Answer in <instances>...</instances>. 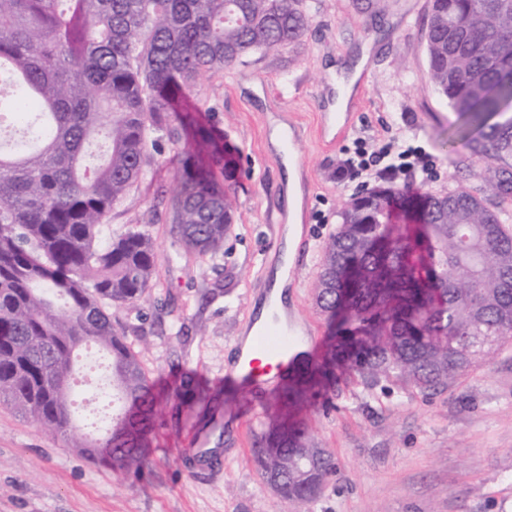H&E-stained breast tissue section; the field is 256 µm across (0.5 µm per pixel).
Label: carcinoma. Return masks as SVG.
I'll use <instances>...</instances> for the list:
<instances>
[{
    "label": "carcinoma",
    "mask_w": 512,
    "mask_h": 512,
    "mask_svg": "<svg viewBox=\"0 0 512 512\" xmlns=\"http://www.w3.org/2000/svg\"><path fill=\"white\" fill-rule=\"evenodd\" d=\"M305 0H0V401L73 433L72 357L92 343L111 357L112 417L81 453L138 474L164 392L118 333L106 304L137 308L159 255L148 233L112 231L109 214L152 174L163 140L192 123L181 103L199 81L258 50L303 38ZM430 81L473 153L497 160L489 207L466 190L377 186L342 212L315 285L327 322L322 352L299 360L253 436L260 477L308 512L336 463L303 413L347 375L369 386L444 389L512 343V0H429ZM235 158L197 129L169 201L172 233L216 255L234 221ZM172 411L205 401L184 374ZM112 438L117 461L97 452Z\"/></svg>",
    "instance_id": "cac0c4a2"
}]
</instances>
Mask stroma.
<instances>
[{
  "mask_svg": "<svg viewBox=\"0 0 512 512\" xmlns=\"http://www.w3.org/2000/svg\"><path fill=\"white\" fill-rule=\"evenodd\" d=\"M311 22L292 45L257 52L203 78L192 100L198 120L237 152L230 185L236 218L214 256L185 251L171 231L164 193L179 163L170 144L154 156L152 179L110 214L114 229L150 234L160 256L141 309L109 306L116 329L156 382L187 370L222 381L227 353L250 307L278 267L286 227L287 173L268 146L279 127L298 129L307 178L301 237L288 262L295 283L288 307L317 336L327 334L315 304L319 258L350 196L372 178L336 171L356 141L375 147L411 138L434 162L431 179L406 174L398 184L445 192L468 189L486 204L498 164L474 154L448 131L457 122L428 76L429 0H308ZM368 63L347 102L353 122L329 148L317 136L319 104L336 94L341 71ZM221 407L184 421L165 413L150 465L137 476L99 466L71 435L55 433L0 402V512H282L251 456L262 413L243 415L245 397L223 384ZM314 443L336 460L335 478L310 512H512V344L448 389L425 397L410 388L354 381L308 415Z\"/></svg>",
  "mask_w": 512,
  "mask_h": 512,
  "instance_id": "stroma-1",
  "label": "stroma"
}]
</instances>
